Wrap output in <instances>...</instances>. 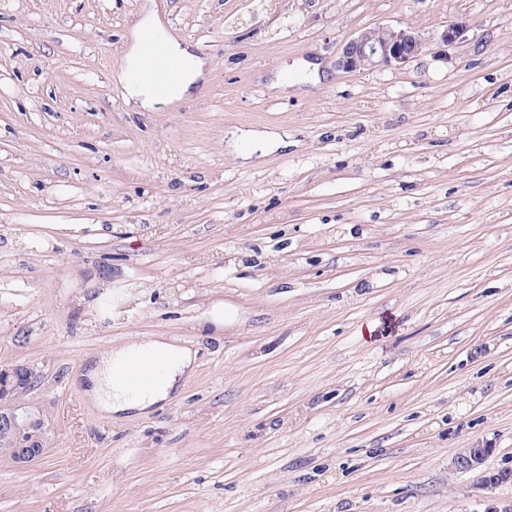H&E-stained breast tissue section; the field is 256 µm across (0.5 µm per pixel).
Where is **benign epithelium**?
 <instances>
[{
	"instance_id": "1",
	"label": "benign epithelium",
	"mask_w": 512,
	"mask_h": 512,
	"mask_svg": "<svg viewBox=\"0 0 512 512\" xmlns=\"http://www.w3.org/2000/svg\"><path fill=\"white\" fill-rule=\"evenodd\" d=\"M469 28L464 22L448 25L441 35L446 45L458 43ZM425 51V43L411 26L392 27L378 24L365 28L346 39L341 47L338 65L347 72L392 67L401 68L416 60ZM34 369L28 364L0 368V436L13 442L11 466L22 468L41 459L47 452V439L52 431L51 419L36 414L20 401V396L33 388ZM490 452L485 445L466 448L453 460L455 469H479ZM512 480V469L484 472L481 486L495 489Z\"/></svg>"
}]
</instances>
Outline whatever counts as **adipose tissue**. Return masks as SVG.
I'll return each mask as SVG.
<instances>
[{"label":"adipose tissue","mask_w":512,"mask_h":512,"mask_svg":"<svg viewBox=\"0 0 512 512\" xmlns=\"http://www.w3.org/2000/svg\"><path fill=\"white\" fill-rule=\"evenodd\" d=\"M152 356L162 359L165 372L159 382L147 390L132 394L115 384L113 375L128 361ZM195 356L191 350L163 339L132 342L101 356L88 367L85 394L102 413L143 412L175 392L182 377L192 368Z\"/></svg>","instance_id":"1"}]
</instances>
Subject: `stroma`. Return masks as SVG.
Returning <instances> with one entry per match:
<instances>
[{
	"mask_svg": "<svg viewBox=\"0 0 512 512\" xmlns=\"http://www.w3.org/2000/svg\"><path fill=\"white\" fill-rule=\"evenodd\" d=\"M205 62L152 111L116 73L149 15ZM465 42L444 45L448 24ZM413 26L402 69L342 43ZM276 138L241 156L239 132ZM180 391L100 413L135 338ZM48 453L0 512H489L512 467V0H0V366ZM425 51V43L411 26L392 27L378 24L346 39L338 65L346 72L392 67L401 68ZM160 359L165 363V372ZM194 361L195 356L191 350L163 339L128 343L111 349L88 367L86 374L82 376L87 380L84 383L85 394L105 414L112 415V412L122 411L145 412L175 392ZM124 365L117 374L116 381L132 393L148 388L147 390L131 394L114 383V373ZM489 452L490 449L485 445L465 448L454 458L453 465L459 471L477 470L483 465Z\"/></svg>",
	"mask_w": 512,
	"mask_h": 512,
	"instance_id": "35a3bbf8",
	"label": "stroma"
}]
</instances>
